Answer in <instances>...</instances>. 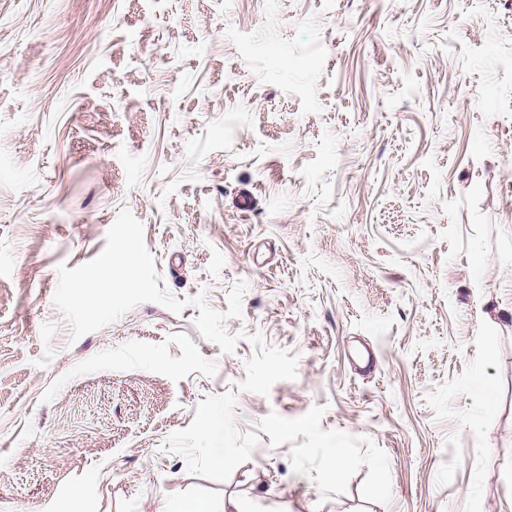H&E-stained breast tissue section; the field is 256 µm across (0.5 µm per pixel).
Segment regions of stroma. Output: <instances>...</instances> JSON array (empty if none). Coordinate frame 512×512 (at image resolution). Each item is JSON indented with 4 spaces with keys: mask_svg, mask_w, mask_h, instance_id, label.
I'll return each instance as SVG.
<instances>
[{
    "mask_svg": "<svg viewBox=\"0 0 512 512\" xmlns=\"http://www.w3.org/2000/svg\"><path fill=\"white\" fill-rule=\"evenodd\" d=\"M125 209L185 306L70 341L58 267ZM241 280L225 353L187 299ZM256 332L297 376L188 473L169 437ZM182 497L512 512V0H0V512Z\"/></svg>",
    "mask_w": 512,
    "mask_h": 512,
    "instance_id": "35a3bbf8",
    "label": "stroma"
}]
</instances>
